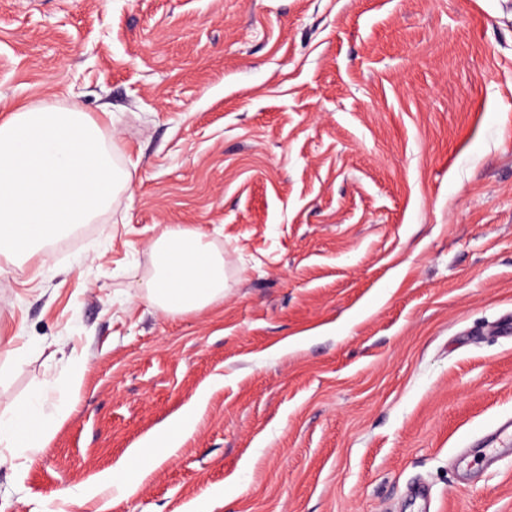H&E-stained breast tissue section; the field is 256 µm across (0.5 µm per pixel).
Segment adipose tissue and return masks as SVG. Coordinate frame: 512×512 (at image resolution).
Returning a JSON list of instances; mask_svg holds the SVG:
<instances>
[{
  "label": "adipose tissue",
  "instance_id": "1",
  "mask_svg": "<svg viewBox=\"0 0 512 512\" xmlns=\"http://www.w3.org/2000/svg\"><path fill=\"white\" fill-rule=\"evenodd\" d=\"M134 171L118 169L107 126L78 103L66 107L15 105L0 122V256L40 260L41 248L72 227L91 223ZM151 250L155 272L144 285L146 303L167 314L206 309L224 297V258L203 232L163 226ZM43 390L0 413V446L36 450L50 441L66 409L44 413ZM189 403L149 444L135 448L134 467L105 477V485L130 491L154 462L170 455L196 418Z\"/></svg>",
  "mask_w": 512,
  "mask_h": 512
}]
</instances>
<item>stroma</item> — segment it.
<instances>
[{"label": "stroma", "instance_id": "1", "mask_svg": "<svg viewBox=\"0 0 512 512\" xmlns=\"http://www.w3.org/2000/svg\"><path fill=\"white\" fill-rule=\"evenodd\" d=\"M0 100L111 117L138 173L42 274L0 258V412L69 407L0 512H512V440L476 445L512 418V0H0ZM164 225L223 300L141 299ZM197 403H189L182 413L171 419L163 432L150 440L149 444L142 448H133L131 457L137 463L136 468L130 469L124 466L112 475L104 477V486H112L121 492L130 491L138 480L148 473L154 462L161 456L170 455L176 448L177 439L185 436L190 430L196 418Z\"/></svg>", "mask_w": 512, "mask_h": 512}]
</instances>
